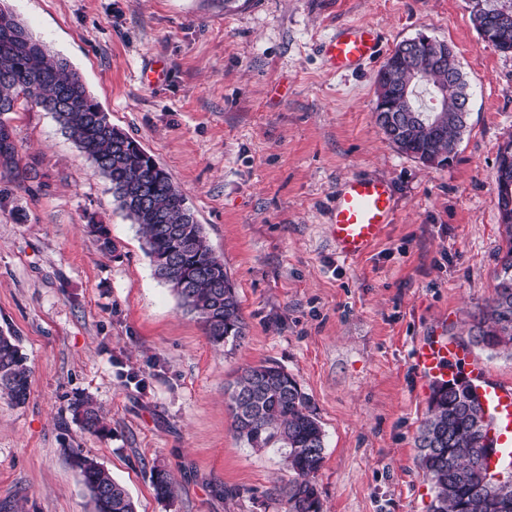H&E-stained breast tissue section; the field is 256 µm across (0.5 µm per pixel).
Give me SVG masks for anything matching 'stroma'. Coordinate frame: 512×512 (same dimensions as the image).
Listing matches in <instances>:
<instances>
[{"label": "stroma", "mask_w": 512, "mask_h": 512, "mask_svg": "<svg viewBox=\"0 0 512 512\" xmlns=\"http://www.w3.org/2000/svg\"><path fill=\"white\" fill-rule=\"evenodd\" d=\"M68 62L113 125L186 196L236 292L246 328L213 345L158 280L108 182L31 103L0 115L16 146L0 166V331L33 371L29 397L0 398V512H93L71 464L83 449L136 512H285L281 448L232 430L228 389L272 361L298 382L324 434L323 512H429L412 348L447 336L512 387V356L472 344L503 244L494 173L512 138V53L484 42L466 0H0ZM369 24L386 49L425 34L450 44L471 93L453 163L402 154L375 122L381 60L329 72L321 44ZM163 68L159 84L146 71ZM36 167L19 186L16 168ZM355 176L390 182L395 222L346 261L329 207ZM91 224L106 226L111 252ZM103 408L84 432L69 406ZM172 499L157 498L155 469Z\"/></svg>", "instance_id": "1"}]
</instances>
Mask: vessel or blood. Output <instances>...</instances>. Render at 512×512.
I'll list each match as a JSON object with an SVG mask.
<instances>
[{
    "instance_id": "obj_1",
    "label": "vessel or blood",
    "mask_w": 512,
    "mask_h": 512,
    "mask_svg": "<svg viewBox=\"0 0 512 512\" xmlns=\"http://www.w3.org/2000/svg\"><path fill=\"white\" fill-rule=\"evenodd\" d=\"M380 50L374 28L351 24L322 45L327 65L338 72L354 70L375 57ZM394 219L392 190L380 178L354 177L336 194L330 211L331 234L343 259L363 256L383 235ZM411 358L422 379L449 381L454 364L467 361L468 351L452 341L428 340L413 348ZM482 405L492 417L496 443L504 455L512 456V388L486 381L485 371H472Z\"/></svg>"
}]
</instances>
